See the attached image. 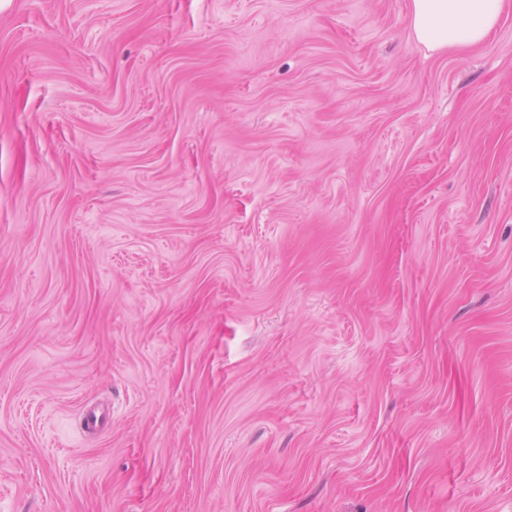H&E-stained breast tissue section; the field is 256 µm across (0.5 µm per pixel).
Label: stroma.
<instances>
[{
    "instance_id": "35a3bbf8",
    "label": "stroma",
    "mask_w": 512,
    "mask_h": 512,
    "mask_svg": "<svg viewBox=\"0 0 512 512\" xmlns=\"http://www.w3.org/2000/svg\"><path fill=\"white\" fill-rule=\"evenodd\" d=\"M410 4L0 0V512H512V10ZM511 6L510 0H412L410 24L430 50L465 49L486 41Z\"/></svg>"
}]
</instances>
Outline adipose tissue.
<instances>
[{
	"label": "adipose tissue",
	"mask_w": 512,
	"mask_h": 512,
	"mask_svg": "<svg viewBox=\"0 0 512 512\" xmlns=\"http://www.w3.org/2000/svg\"><path fill=\"white\" fill-rule=\"evenodd\" d=\"M512 0H412L416 40L431 50L465 49L483 43Z\"/></svg>",
	"instance_id": "adipose-tissue-1"
}]
</instances>
